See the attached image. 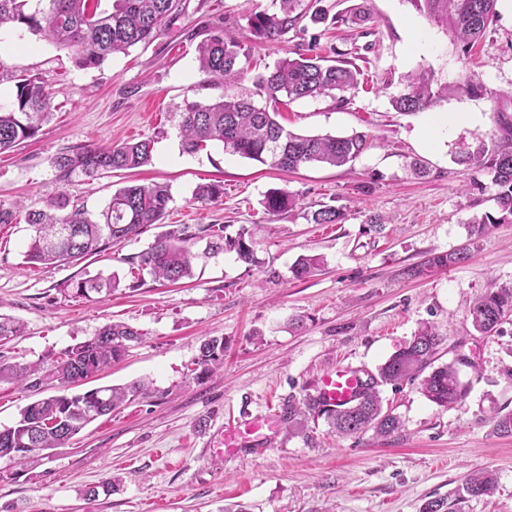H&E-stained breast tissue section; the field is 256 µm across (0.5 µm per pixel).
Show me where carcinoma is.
<instances>
[{"label":"carcinoma","mask_w":512,"mask_h":512,"mask_svg":"<svg viewBox=\"0 0 512 512\" xmlns=\"http://www.w3.org/2000/svg\"><path fill=\"white\" fill-rule=\"evenodd\" d=\"M280 13L258 12L248 18V28L256 37L276 42L298 21L294 15L297 0H279ZM429 21L451 37L467 57L474 46L487 35L498 16L499 0H408ZM180 0H0V27L6 24L24 28L46 41L71 48L82 67L101 64L106 58L137 44H149L180 15ZM247 58L239 39L213 27L211 34L198 48L199 70L213 84L229 88L245 76L242 60ZM360 71L350 61L325 65L319 58L298 54L286 56L261 76L258 85L274 103L343 95L358 85ZM15 92L9 105L0 104V153L17 143L32 138L42 123L55 110L51 80L42 74L13 76ZM469 97H493V92L474 74L453 83H442L430 71H421L409 78L407 90L393 99L401 112H425L451 94ZM502 135L492 146L479 142L456 158L465 168H482L491 176L495 200L502 218L512 216V121L501 122ZM178 130L182 150L195 153L211 142L244 158L281 171H294L302 166L324 163L343 166L356 159L369 146V135L350 136L301 135L286 130L275 120V113L258 106L243 95L224 94L214 103L187 102L178 112ZM151 143L146 140L126 141L110 146L87 145L62 152L52 158L55 168L65 175L81 173L94 176L116 170H134L150 162ZM224 197L221 181L198 185L194 199L214 203ZM171 200L169 186L164 183L130 184L117 190L94 221L84 209L70 203L61 194L41 208L6 207L0 204V224H17L24 220L33 228L25 259L30 264H67L88 255L103 252L113 241L133 239L153 224L160 223ZM295 200L283 189L267 192L263 207L278 214L294 206ZM345 212L325 205L314 211L315 224H340ZM205 242L203 254L218 255L233 251L242 262L257 263L251 235L241 229L232 237L225 234L223 224H197L159 235L134 262L137 288L145 276L158 282L176 284L191 276L198 254L193 246ZM462 251L437 254L427 261L431 268H447L462 263ZM323 259L318 255H302L292 266L293 277L303 280L320 269ZM117 274L96 275L79 279L72 293L88 298L119 287ZM471 322L481 334L498 331L512 316V287H490L477 297L470 308ZM143 334L131 327L112 323L95 336L66 349L45 375L32 366L0 364V381H30L36 387L49 381L60 388L78 379L96 375L121 358L131 343ZM441 339L431 325H422L412 340L397 350L377 373L369 379L359 378L354 399L336 409L325 407L317 397L305 396L300 402L288 403V417L305 412L323 416L339 435H354L372 429L387 437L400 429L399 419L383 409L381 387L413 381L426 369L431 372L421 381V391L440 407L458 402L464 386L453 364L432 367ZM198 364L210 371L224 363V338L209 337L199 347ZM148 394V386L139 383L127 387L107 386L96 391L40 399L20 412L12 427L0 430V449L13 448L21 462H37L43 451L58 448L98 417L109 414L121 404ZM495 477L477 472L467 480L464 491L471 497L492 494Z\"/></svg>","instance_id":"cac0c4a2"}]
</instances>
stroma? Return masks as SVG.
<instances>
[{
	"instance_id": "obj_1",
	"label": "stroma",
	"mask_w": 512,
	"mask_h": 512,
	"mask_svg": "<svg viewBox=\"0 0 512 512\" xmlns=\"http://www.w3.org/2000/svg\"><path fill=\"white\" fill-rule=\"evenodd\" d=\"M185 5L153 43L95 68L78 66L73 50L0 29V62L47 75L56 105L34 138L0 154L1 204L38 207L64 193L95 216L131 183L161 182L171 193L160 224L75 264L27 263L31 227L0 225V314L25 326L0 342V363L50 368L70 346L121 322L144 332V340L75 389L151 386L149 396L98 417L39 463L0 459V512H421L432 498L453 503L454 512H512V437L493 431L496 416L512 411V321L485 336L470 317L490 284L512 285V220L472 234L470 219L496 213L497 203L487 172L454 161L478 141L495 140L501 117L512 118V0H500L487 37L464 62L409 0H299L298 23L275 43L257 39L247 19L277 12L278 0ZM215 22L257 60L239 89L261 106L266 97L255 77L286 51L351 59L360 83L345 100H297L281 107L278 121L301 134L364 132L371 147L345 166L313 164L294 173L268 170L219 144L183 152L177 106L224 94L197 63ZM415 38L422 48L414 53ZM423 69L444 82L474 73L494 93L441 102L439 111L464 109L480 119L435 150L417 135L422 113L392 107L408 75ZM133 139L153 145L150 163L133 172L67 176L51 164L63 151ZM416 159L427 166L425 176L413 173ZM213 180L224 183L222 200L195 203L194 188ZM273 189L292 193L295 208L267 214L262 200ZM325 205L344 208L345 220L312 223V212ZM371 215L385 218L381 233L368 230ZM186 224H223L231 235L247 229L257 264L227 251L197 258L192 278L180 284L149 280L89 299L69 292L71 282L100 272L129 278L133 256ZM456 250L468 260L427 267L433 254ZM303 254L322 256L324 265L297 280L290 268ZM416 266L422 274L407 276ZM424 322L442 338L438 364H456L466 387L457 405L437 406L418 383L406 382L382 389L384 406L402 423L389 437L370 429L341 436L312 416L289 428L285 405L314 393L325 372L339 364L376 372ZM204 336L223 337L226 346L223 367L207 374L196 364ZM55 392L46 384L0 383V430L15 424L22 407ZM273 416L266 446L222 453L224 428ZM481 471L496 476L495 494L459 499L467 477ZM113 477L112 495L86 499L85 489Z\"/></svg>"
}]
</instances>
